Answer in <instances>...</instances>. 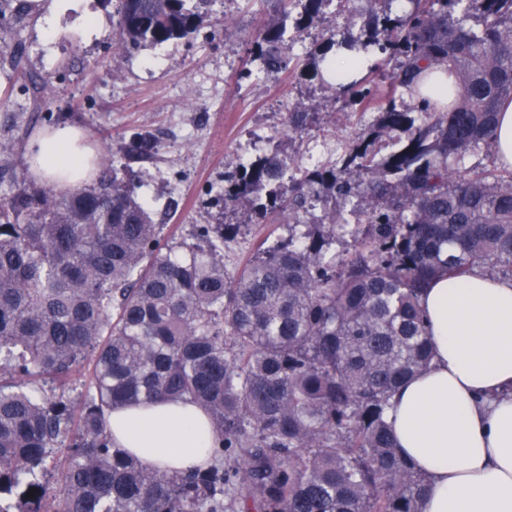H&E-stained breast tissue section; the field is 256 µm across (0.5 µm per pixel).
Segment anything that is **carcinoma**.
<instances>
[{
	"label": "carcinoma",
	"instance_id": "obj_1",
	"mask_svg": "<svg viewBox=\"0 0 512 512\" xmlns=\"http://www.w3.org/2000/svg\"><path fill=\"white\" fill-rule=\"evenodd\" d=\"M114 2L122 50L189 38L206 16L207 0ZM410 2L307 55L308 79L323 84L336 49L353 53L352 70L376 51L370 71L394 62L374 107L367 78H336L347 106L375 108L376 124L327 166L295 175L289 158L259 156L217 191L253 224L282 217L295 229L325 194L364 204L362 224H339L332 209L259 244L231 278L224 239L236 224L165 241L107 167L66 195L12 180L0 198V512H421L426 478L399 455L386 411L431 364L429 281L476 268L512 278V167H451L493 146L512 101V0ZM290 3L257 45L268 73L290 65L325 8H346ZM27 13L25 0H0L3 19ZM23 57L15 45L10 63L38 96L44 83ZM391 132L398 148L377 156ZM155 150L147 133L121 147L129 163ZM347 236L351 248H333ZM80 370L76 403L68 384ZM167 399L212 419L209 466L167 472L112 446L105 411Z\"/></svg>",
	"mask_w": 512,
	"mask_h": 512
}]
</instances>
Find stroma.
<instances>
[{
	"instance_id": "1",
	"label": "stroma",
	"mask_w": 512,
	"mask_h": 512,
	"mask_svg": "<svg viewBox=\"0 0 512 512\" xmlns=\"http://www.w3.org/2000/svg\"><path fill=\"white\" fill-rule=\"evenodd\" d=\"M96 21L86 32L80 15L64 19V35L45 40L33 19L19 31L24 66L49 86L33 99L15 70L0 63V144L6 160L26 171V143L15 123L30 132L68 123L82 128L102 164H111L123 141L151 132L152 160L134 163L120 176L148 202L163 236H188L197 224H229L235 217L215 199V188L241 163V149L271 151L308 166V151L322 139L336 142L337 156L375 113L343 108L342 91L301 76L298 68L265 72L255 47L268 20L281 13L279 0H209L207 23L190 39L133 54L117 52L112 0H91ZM333 33L359 36L360 22L326 13L304 32L293 53L304 56ZM315 113L313 131H292L288 115Z\"/></svg>"
}]
</instances>
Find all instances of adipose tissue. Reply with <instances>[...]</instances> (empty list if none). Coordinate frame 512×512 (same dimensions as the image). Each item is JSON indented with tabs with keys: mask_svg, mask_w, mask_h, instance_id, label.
I'll list each match as a JSON object with an SVG mask.
<instances>
[{
	"mask_svg": "<svg viewBox=\"0 0 512 512\" xmlns=\"http://www.w3.org/2000/svg\"><path fill=\"white\" fill-rule=\"evenodd\" d=\"M85 132L59 124L32 136L37 181L67 191L94 181ZM420 306L434 359L387 411L401 454L425 473L423 512H512V278L476 271L433 278ZM116 445L163 470L206 464L211 419L187 401L119 407L107 415Z\"/></svg>",
	"mask_w": 512,
	"mask_h": 512,
	"instance_id": "adipose-tissue-1",
	"label": "adipose tissue"
}]
</instances>
